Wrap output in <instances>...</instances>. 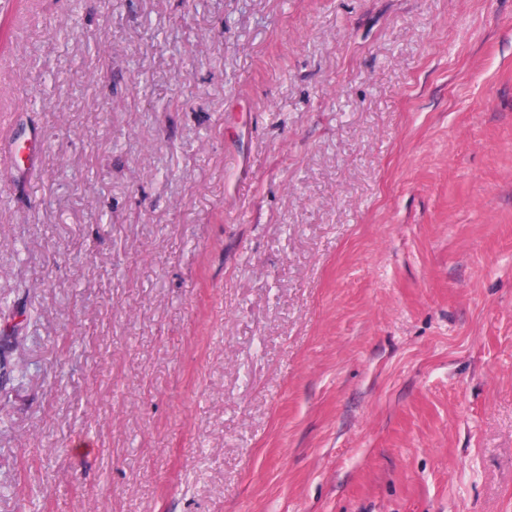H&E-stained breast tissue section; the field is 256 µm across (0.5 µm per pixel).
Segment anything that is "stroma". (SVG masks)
<instances>
[{"instance_id":"1","label":"stroma","mask_w":512,"mask_h":512,"mask_svg":"<svg viewBox=\"0 0 512 512\" xmlns=\"http://www.w3.org/2000/svg\"><path fill=\"white\" fill-rule=\"evenodd\" d=\"M3 338L0 512H512V0H0Z\"/></svg>"}]
</instances>
